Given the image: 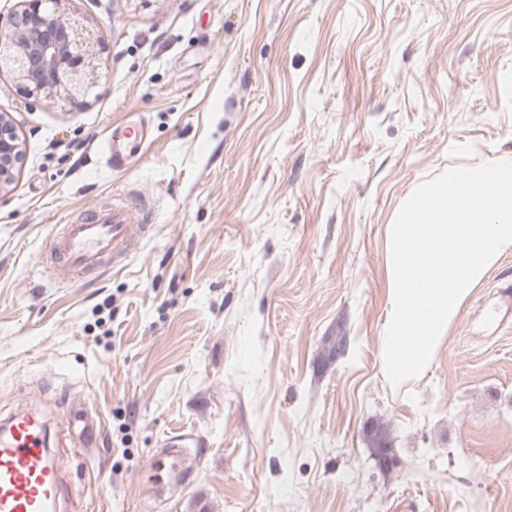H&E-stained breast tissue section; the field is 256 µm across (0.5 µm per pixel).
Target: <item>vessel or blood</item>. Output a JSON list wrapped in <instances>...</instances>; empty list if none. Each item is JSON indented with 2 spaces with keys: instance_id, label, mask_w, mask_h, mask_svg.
<instances>
[{
  "instance_id": "b4317fda",
  "label": "vessel or blood",
  "mask_w": 512,
  "mask_h": 512,
  "mask_svg": "<svg viewBox=\"0 0 512 512\" xmlns=\"http://www.w3.org/2000/svg\"><path fill=\"white\" fill-rule=\"evenodd\" d=\"M151 129L143 119H128L113 126L100 146L106 164L124 165L128 150L149 141ZM144 208L128 201L91 211L77 221L58 225L48 241L49 250L60 261L51 273L66 283L75 274L104 265L121 266L140 234L149 226ZM69 430L79 442L89 443L101 432V423L86 408L75 407ZM176 461L149 458L141 474V494L164 495L170 487ZM71 459L50 445L44 416L35 410L10 415L0 421V512H65L78 484L70 480Z\"/></svg>"
}]
</instances>
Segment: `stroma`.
<instances>
[{"mask_svg": "<svg viewBox=\"0 0 512 512\" xmlns=\"http://www.w3.org/2000/svg\"><path fill=\"white\" fill-rule=\"evenodd\" d=\"M65 8L107 48L102 95L0 76L26 148L0 196V419L38 409L55 441L73 403L99 415L68 512H512V253L423 374L395 387L380 361L388 225L446 168L512 159V0ZM132 113L152 137L106 167ZM113 195L151 231L122 270L56 283L54 225ZM175 437L189 481L141 499ZM379 446L374 448V459L381 470H391L396 465L394 438L391 433H385L378 438Z\"/></svg>", "mask_w": 512, "mask_h": 512, "instance_id": "35a3bbf8", "label": "stroma"}]
</instances>
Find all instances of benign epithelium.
Returning a JSON list of instances; mask_svg holds the SVG:
<instances>
[{
  "mask_svg": "<svg viewBox=\"0 0 512 512\" xmlns=\"http://www.w3.org/2000/svg\"><path fill=\"white\" fill-rule=\"evenodd\" d=\"M21 9L0 22V74L7 72L26 97L82 104L98 86L104 44L93 38L80 16L60 8L63 0H21ZM25 149L14 118L0 112V195L21 171ZM374 459L382 470L396 465L394 438H378Z\"/></svg>",
  "mask_w": 512,
  "mask_h": 512,
  "instance_id": "benign-epithelium-1",
  "label": "benign epithelium"
}]
</instances>
